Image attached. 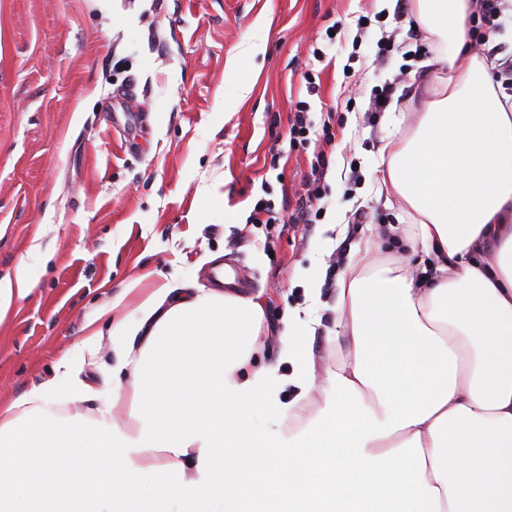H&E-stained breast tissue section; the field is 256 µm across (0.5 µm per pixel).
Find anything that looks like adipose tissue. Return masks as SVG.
Masks as SVG:
<instances>
[{
	"label": "adipose tissue",
	"instance_id": "obj_1",
	"mask_svg": "<svg viewBox=\"0 0 512 512\" xmlns=\"http://www.w3.org/2000/svg\"><path fill=\"white\" fill-rule=\"evenodd\" d=\"M472 7L412 0L448 49L419 62L424 110L382 147L378 181L432 261L363 275L348 254L328 330L344 345L316 417L299 421L317 276L284 317L287 375L252 365L262 301L166 284L87 321L83 351L112 343L101 382L65 356L0 407V512H512V109L493 61L464 50ZM73 402L97 417H46ZM120 406L129 423L112 422ZM266 416L293 427L267 434Z\"/></svg>",
	"mask_w": 512,
	"mask_h": 512
}]
</instances>
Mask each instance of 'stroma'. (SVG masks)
<instances>
[{
  "instance_id": "35a3bbf8",
  "label": "stroma",
  "mask_w": 512,
  "mask_h": 512,
  "mask_svg": "<svg viewBox=\"0 0 512 512\" xmlns=\"http://www.w3.org/2000/svg\"><path fill=\"white\" fill-rule=\"evenodd\" d=\"M411 0H0V279L19 266L33 293L0 321V401L82 357L85 323L139 279L118 314L169 282L209 288L214 262L238 265L266 310L255 365L276 364L282 315L323 275V327L307 343L322 407L331 326L348 252L379 234L370 273L410 258L376 183L384 138H410L411 51L438 43L409 28ZM319 89L307 91V76ZM392 85L400 120L372 111ZM248 94H241V87ZM333 110L331 144L289 145L291 104ZM326 151L322 214L302 201ZM270 196L280 224H255ZM365 223H355L356 214ZM82 376L97 379L93 360Z\"/></svg>"
}]
</instances>
